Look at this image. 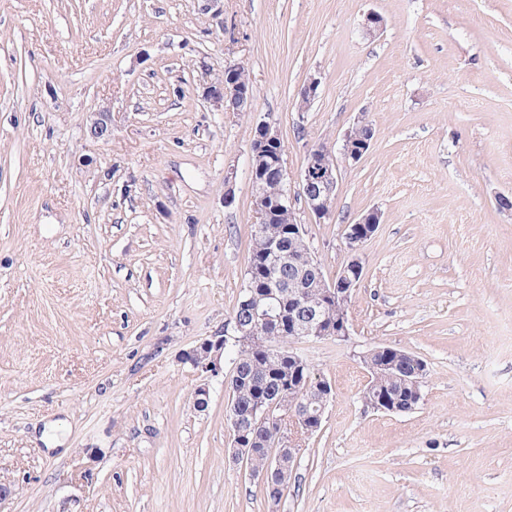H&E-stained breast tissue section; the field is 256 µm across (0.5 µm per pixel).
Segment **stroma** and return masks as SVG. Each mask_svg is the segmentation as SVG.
I'll return each mask as SVG.
<instances>
[{"label": "stroma", "instance_id": "stroma-1", "mask_svg": "<svg viewBox=\"0 0 512 512\" xmlns=\"http://www.w3.org/2000/svg\"><path fill=\"white\" fill-rule=\"evenodd\" d=\"M223 9L0 0V512H512V0ZM234 63L247 114L202 98ZM263 120L291 177L312 148L340 158L331 217L298 214L326 277L345 227L381 214L348 336L297 346L333 397L276 505L232 458L227 357L181 359L231 325ZM361 120L371 148L342 160ZM377 346L426 362L414 411L362 401ZM57 420L64 454L33 436Z\"/></svg>", "mask_w": 512, "mask_h": 512}]
</instances>
